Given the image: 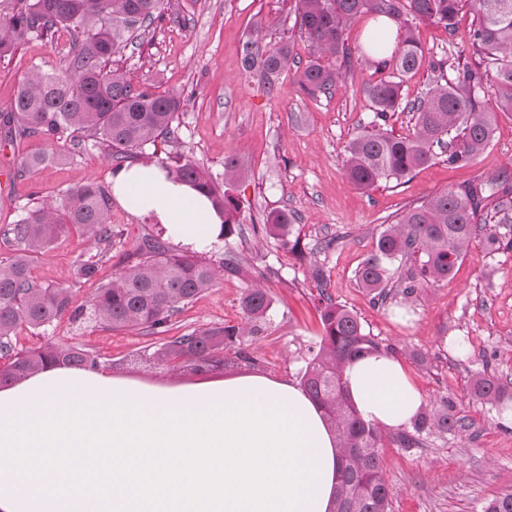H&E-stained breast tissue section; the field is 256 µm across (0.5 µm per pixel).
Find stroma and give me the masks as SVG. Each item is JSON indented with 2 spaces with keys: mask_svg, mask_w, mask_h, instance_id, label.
I'll return each instance as SVG.
<instances>
[{
  "mask_svg": "<svg viewBox=\"0 0 512 512\" xmlns=\"http://www.w3.org/2000/svg\"><path fill=\"white\" fill-rule=\"evenodd\" d=\"M293 6V0H164L161 19L128 45L118 65L134 82L183 99L180 141H157V156H188L220 180L225 157L235 155L248 172L234 189L242 202V222L259 224L270 212L288 210L296 217L299 252L284 250L272 239L218 240L202 250V257L217 263L225 253L238 254L244 275L218 278L185 305L167 332L112 330L64 318L44 334L20 330L16 347L33 349L48 341L74 346L115 374L164 383L249 372L297 381L310 347L323 333L317 298L327 292L357 315L381 350L405 365L427 409L449 403L469 425L462 434L422 436L414 448L402 447L396 430L383 429L392 512H480L482 504L512 490V427H504L498 409L478 401L472 389L475 375L483 372L512 380V251L488 253L484 239L492 227L478 225L454 275L409 298L397 287L385 300L374 298L359 285L357 270L380 232L403 212L477 178L512 173V114L499 116L490 145L471 162L451 166L440 156L404 183L383 181L368 191L357 189L344 174V149L373 118L365 87L381 79V72L356 63L330 93L313 98L300 90L295 69L282 74L278 94L270 95L259 74L242 65L241 47L249 39L264 48L290 41L296 59H308ZM472 20L465 9L452 29L423 21L416 32L425 51L456 55L469 48ZM69 39L65 32L52 43L27 37L9 62L0 63V112L8 111L19 82L31 71L57 68ZM438 78L427 68L403 77L406 105L389 121L394 133L413 130L408 105L435 87ZM50 148L38 138L18 145L0 142V174L8 176L0 181V261L14 252L3 230L19 219L24 206L59 202L66 190L88 182L111 183L116 161L90 144L62 164L20 169L22 156ZM109 222L111 258L101 270L107 278L117 270L116 257L161 230L115 200ZM329 237L336 238L335 249L316 250V242ZM94 253L84 236L69 232L38 255L32 274L40 283L70 287L74 305H81L90 286L79 282L76 266ZM315 265L323 267L324 283L312 278ZM253 284L267 290L271 309L257 334L241 337L236 351L225 352L222 366L172 373L153 360V352L172 337L241 325L240 300ZM240 350L245 359L237 358Z\"/></svg>",
  "mask_w": 512,
  "mask_h": 512,
  "instance_id": "35a3bbf8",
  "label": "stroma"
}]
</instances>
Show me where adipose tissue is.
Masks as SVG:
<instances>
[{
  "label": "adipose tissue",
  "mask_w": 512,
  "mask_h": 512,
  "mask_svg": "<svg viewBox=\"0 0 512 512\" xmlns=\"http://www.w3.org/2000/svg\"><path fill=\"white\" fill-rule=\"evenodd\" d=\"M112 193L130 213L164 225L174 240L200 248L217 240L223 219L209 200L157 165L116 169ZM346 385L360 415L385 428L409 425L424 406L407 369L382 353L356 359ZM237 403L301 417L298 465L309 485L298 491L297 512H330L339 476L336 442L321 409L292 380L248 374L173 387L63 364L0 389V512H135L106 484L102 452H87L73 440L76 409L102 414L114 404L130 412L139 406L151 418L172 409L187 422L208 406ZM101 414L92 425H102Z\"/></svg>",
  "instance_id": "1"
}]
</instances>
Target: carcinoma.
<instances>
[{
	"label": "carcinoma",
	"mask_w": 512,
	"mask_h": 512,
	"mask_svg": "<svg viewBox=\"0 0 512 512\" xmlns=\"http://www.w3.org/2000/svg\"><path fill=\"white\" fill-rule=\"evenodd\" d=\"M295 24L311 48V58L299 74L298 85L310 96L325 94L347 72L352 50L349 29L367 15L387 17L397 23L401 40L397 51L385 56L384 42L370 38L361 49L362 59L379 69L394 67L405 77L426 67L451 71L445 84L430 90L411 104L416 115L413 133L389 131L390 113L402 104L401 82L381 79L368 84L366 95L373 119L345 147L344 168L358 189L369 190L380 181L401 182L427 165L440 149L448 165L476 159L491 142L498 114L512 113V0H466L476 18L471 27L470 48L478 60L458 54L454 62L425 55L415 36L413 21L429 20L450 29L461 0H294ZM163 0H12L0 14V60L12 55L28 35L51 39L64 29L72 46L63 65L53 72H31L17 87L10 108L0 113V140L39 138L65 142L81 134L94 145L106 147L115 160L139 154L142 163L155 164L178 180L206 194L223 218L219 237L246 233L272 238L292 251V215L272 212L262 224L240 223L241 204L232 188L244 175L239 160L224 159V182L219 184L186 156L172 164L145 153L159 137L179 138L177 114L181 100L160 95L133 83L114 67L134 35L154 21ZM246 70L259 72L267 92L274 91L279 76L295 57L290 41L270 50L258 42L242 44ZM64 158L51 151L29 154L24 169L45 167ZM110 194L96 183L70 189L58 208L27 207L8 225L4 235L15 244V254L0 261V354L12 360L0 366V386L17 383L48 366L64 363L94 369L95 358L83 350L44 344L27 351L15 350L13 339L26 328L43 331L70 314L73 321L88 320L114 330H145L154 334L166 327L181 309L212 287L219 274L239 275L238 256L225 254L219 267L188 251L171 248L160 237L142 238L133 252L121 259L123 266L109 280L98 279L100 260H82L76 277L96 281L88 305L70 311L71 289L45 286L31 275L32 256L52 245L73 226L107 254L112 248V227L107 221ZM493 224L485 241L490 252L512 249V186L509 179L479 180L458 190L442 192L405 211L380 234L376 250L358 270L362 287L381 295L397 280L402 295L448 280L462 260L476 225ZM417 261L406 277H396V261ZM241 308L248 322L265 320L271 298L260 287L245 289ZM323 336L307 362L300 385L323 410L336 438L339 483L332 512H390L391 489L382 462L379 428L365 422L351 401L345 372L357 358L380 351L364 333L351 311L320 295ZM242 335L236 326L213 327L173 337L154 353L157 363H190L195 369L224 363L220 355ZM476 399L503 411L512 407V382L479 375L473 387ZM465 429L462 418L445 406L436 414L419 413L412 430L400 434L407 448L418 444L426 431ZM482 512H512V491L488 500Z\"/></svg>",
	"instance_id": "1"
}]
</instances>
